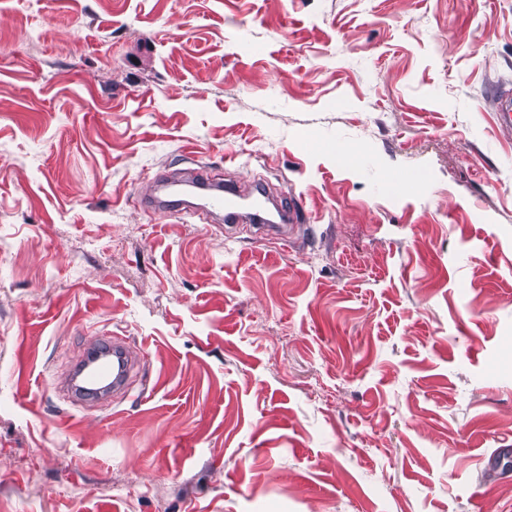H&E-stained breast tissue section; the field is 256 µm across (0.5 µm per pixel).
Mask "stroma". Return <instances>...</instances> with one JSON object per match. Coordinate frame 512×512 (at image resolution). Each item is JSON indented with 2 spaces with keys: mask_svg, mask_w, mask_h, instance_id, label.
I'll return each mask as SVG.
<instances>
[{
  "mask_svg": "<svg viewBox=\"0 0 512 512\" xmlns=\"http://www.w3.org/2000/svg\"><path fill=\"white\" fill-rule=\"evenodd\" d=\"M509 88L512 0H0V512H512ZM201 188L205 193V205H208L217 218H224L226 224H237L247 222L250 224H262L259 227L266 229L268 234L286 235L285 226L282 224H297L299 222L298 211L295 206L282 212L278 211L280 224L272 223L266 217V202L268 198L264 194L258 192L262 200L256 197L252 204L250 212H243V201L246 199L240 190L232 185L225 183H213L209 181L201 182ZM143 347L131 350L127 343L117 337L101 336L92 340L83 353L82 360L75 368L69 380V390L73 397L83 405L98 406L107 398L124 391L128 385L129 373L137 361L138 354ZM93 355H100L105 360L94 370L82 369L85 362ZM105 379V387L90 394L84 386L98 387L99 381Z\"/></svg>",
  "mask_w": 512,
  "mask_h": 512,
  "instance_id": "1",
  "label": "stroma"
}]
</instances>
